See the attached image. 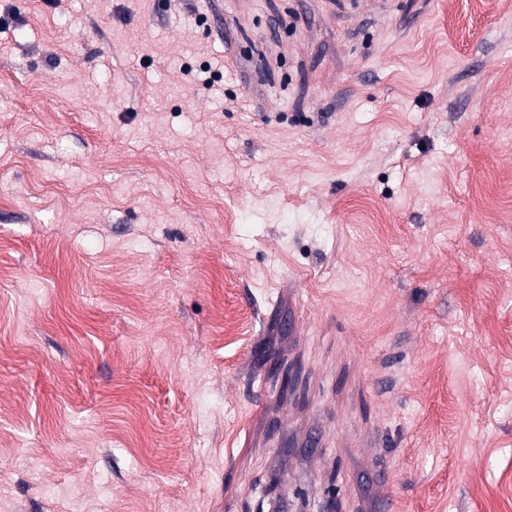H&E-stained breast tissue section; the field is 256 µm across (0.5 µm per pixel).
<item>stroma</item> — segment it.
I'll return each instance as SVG.
<instances>
[{
  "label": "stroma",
  "mask_w": 512,
  "mask_h": 512,
  "mask_svg": "<svg viewBox=\"0 0 512 512\" xmlns=\"http://www.w3.org/2000/svg\"><path fill=\"white\" fill-rule=\"evenodd\" d=\"M277 497L512 512V0H0V512ZM272 379L276 380L277 393L281 398L293 397L299 390L302 381L300 374L291 365H277L271 371Z\"/></svg>",
  "instance_id": "obj_1"
}]
</instances>
